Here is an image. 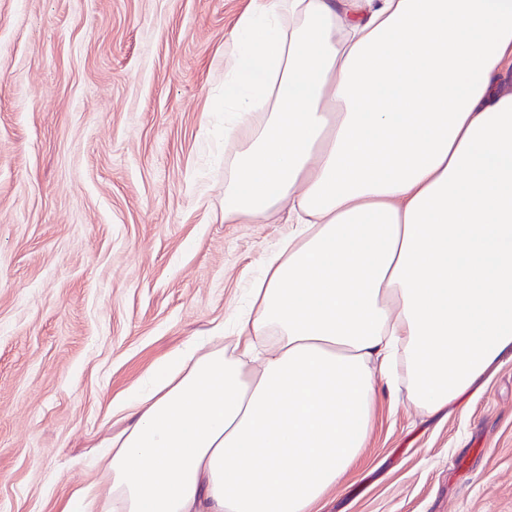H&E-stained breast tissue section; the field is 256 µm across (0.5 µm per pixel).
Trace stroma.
Wrapping results in <instances>:
<instances>
[{"label":"stroma","mask_w":512,"mask_h":512,"mask_svg":"<svg viewBox=\"0 0 512 512\" xmlns=\"http://www.w3.org/2000/svg\"><path fill=\"white\" fill-rule=\"evenodd\" d=\"M250 0H0V512L101 480L113 400L231 326L291 233L224 221V48ZM323 512H512V359L430 416L379 390Z\"/></svg>","instance_id":"obj_1"}]
</instances>
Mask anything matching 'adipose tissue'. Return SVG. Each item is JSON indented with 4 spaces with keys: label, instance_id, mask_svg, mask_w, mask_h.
<instances>
[{
    "label": "adipose tissue",
    "instance_id": "1",
    "mask_svg": "<svg viewBox=\"0 0 512 512\" xmlns=\"http://www.w3.org/2000/svg\"><path fill=\"white\" fill-rule=\"evenodd\" d=\"M512 0H253L224 51V221L294 231L234 355L192 345L116 412L61 512H319L402 366L427 414L512 353Z\"/></svg>",
    "mask_w": 512,
    "mask_h": 512
}]
</instances>
